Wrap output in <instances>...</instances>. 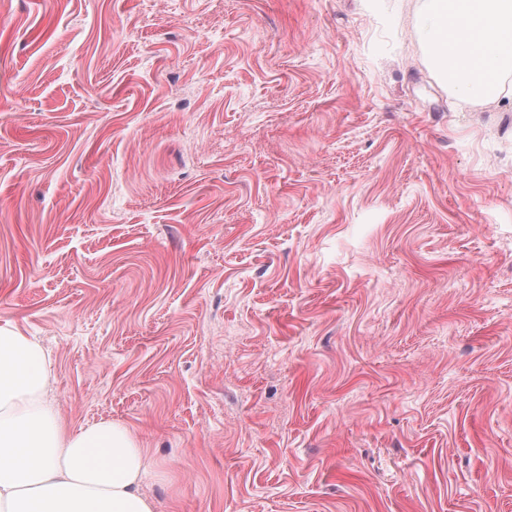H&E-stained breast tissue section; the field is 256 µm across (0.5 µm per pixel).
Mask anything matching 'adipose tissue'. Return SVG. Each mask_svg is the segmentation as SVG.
I'll use <instances>...</instances> for the list:
<instances>
[{
    "label": "adipose tissue",
    "mask_w": 512,
    "mask_h": 512,
    "mask_svg": "<svg viewBox=\"0 0 512 512\" xmlns=\"http://www.w3.org/2000/svg\"><path fill=\"white\" fill-rule=\"evenodd\" d=\"M419 29L454 94L494 99L512 71V0H421ZM49 359L0 325V512H155L152 460L124 424L67 427L48 398Z\"/></svg>",
    "instance_id": "obj_1"
}]
</instances>
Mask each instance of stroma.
Returning a JSON list of instances; mask_svg holds the SVG:
<instances>
[{"label": "stroma", "instance_id": "35a3bbf8", "mask_svg": "<svg viewBox=\"0 0 512 512\" xmlns=\"http://www.w3.org/2000/svg\"><path fill=\"white\" fill-rule=\"evenodd\" d=\"M418 0H0V324L155 512H512V72ZM418 22L454 94L467 102L499 96L512 70L511 0H421Z\"/></svg>", "mask_w": 512, "mask_h": 512}]
</instances>
